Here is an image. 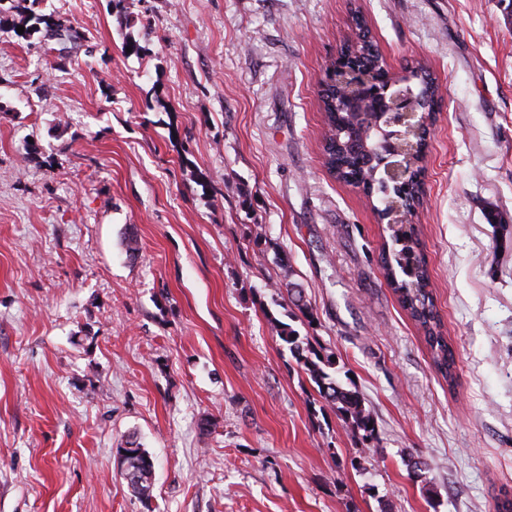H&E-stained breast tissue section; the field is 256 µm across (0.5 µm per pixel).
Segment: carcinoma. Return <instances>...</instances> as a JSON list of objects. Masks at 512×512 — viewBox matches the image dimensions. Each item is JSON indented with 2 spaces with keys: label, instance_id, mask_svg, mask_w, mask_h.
Here are the masks:
<instances>
[{
  "label": "carcinoma",
  "instance_id": "cac0c4a2",
  "mask_svg": "<svg viewBox=\"0 0 512 512\" xmlns=\"http://www.w3.org/2000/svg\"><path fill=\"white\" fill-rule=\"evenodd\" d=\"M5 0H0V15L15 10L22 14L21 26L24 34L41 32L48 38L62 36L72 41L81 40L83 36L72 28H63L52 14L36 13L26 10L24 0H11L9 7H3ZM332 66L344 65V53L355 54L364 59L374 71V79L380 85L389 80V72L377 46L370 37V32L363 17H355L351 35L341 47ZM411 78L406 80L402 89L410 93L412 103L417 106L430 107L440 101L438 87L428 70L419 65L410 70ZM342 93L323 100L325 164L333 171L336 178L372 192L379 202L375 207L381 220H386L392 200L397 198L394 188L387 187L382 181L381 172L368 166L369 153L374 149L376 134L363 139L359 136L354 118L339 110L334 102ZM388 248L383 250L381 263L384 278L395 294L402 308L424 332V338L432 354L433 363L448 381H455V355L448 338L444 336L443 324L435 307L429 290L430 277L426 256L420 249L419 237H399L389 235ZM289 302L298 308L301 314L309 318L311 312L304 300V289L299 283L288 281ZM277 337L287 347L292 359L300 365L317 387L323 405L336 411L348 427L367 447L376 449L378 441L377 422L365 398L351 382H344L338 377L339 369L331 355L324 354L310 345L308 337L300 334L290 324L271 319ZM122 467V474L127 476V485L140 502L147 504L153 496L155 484V462L149 452L136 441L128 440L116 448Z\"/></svg>",
  "mask_w": 512,
  "mask_h": 512
}]
</instances>
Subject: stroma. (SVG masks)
<instances>
[{
	"mask_svg": "<svg viewBox=\"0 0 512 512\" xmlns=\"http://www.w3.org/2000/svg\"><path fill=\"white\" fill-rule=\"evenodd\" d=\"M44 5L84 40L60 69L53 41L0 28V512H496L512 493L499 0ZM357 13L390 71L422 61L443 95L416 223L451 385L380 273L384 225L322 164L320 82ZM290 280L313 320L287 315ZM273 316L353 376L377 454L322 409ZM130 437L155 461L147 505L120 473Z\"/></svg>",
	"mask_w": 512,
	"mask_h": 512,
	"instance_id": "35a3bbf8",
	"label": "stroma"
}]
</instances>
